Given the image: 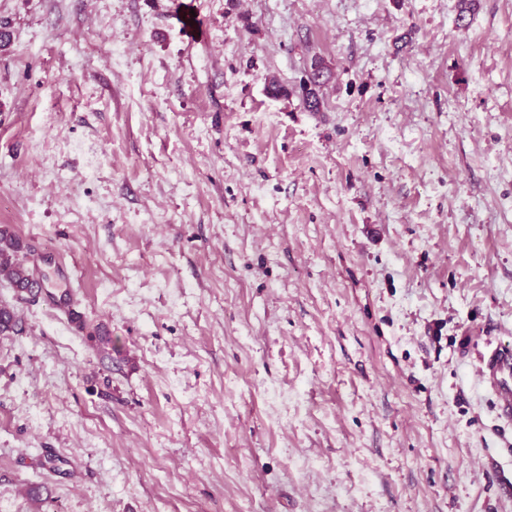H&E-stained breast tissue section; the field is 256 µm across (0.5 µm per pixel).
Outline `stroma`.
Returning a JSON list of instances; mask_svg holds the SVG:
<instances>
[{"label":"stroma","mask_w":512,"mask_h":512,"mask_svg":"<svg viewBox=\"0 0 512 512\" xmlns=\"http://www.w3.org/2000/svg\"><path fill=\"white\" fill-rule=\"evenodd\" d=\"M457 4L0 0V512H512V0ZM21 241L7 226H0V277L19 292H25L33 273L28 266ZM480 377L494 391L505 416H512V351L496 347L481 359Z\"/></svg>","instance_id":"1"}]
</instances>
